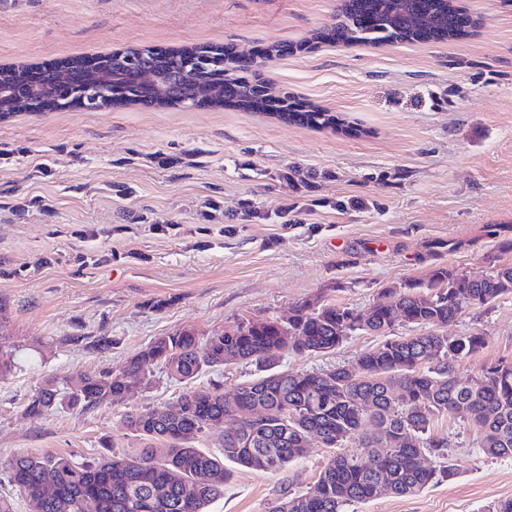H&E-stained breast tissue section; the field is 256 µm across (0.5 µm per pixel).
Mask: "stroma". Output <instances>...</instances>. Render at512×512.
<instances>
[{
	"label": "stroma",
	"mask_w": 512,
	"mask_h": 512,
	"mask_svg": "<svg viewBox=\"0 0 512 512\" xmlns=\"http://www.w3.org/2000/svg\"><path fill=\"white\" fill-rule=\"evenodd\" d=\"M471 21L442 42L336 46L339 0H15L0 7V66L43 68L92 54L233 44L293 54L264 70L276 89L335 115L337 127L221 108L118 106L17 112L0 119V463L17 453L85 462L140 441L125 417L174 399L148 388L89 413L25 415L48 377L120 369L155 338L206 336L241 318L288 316L323 298L368 310L382 289L434 266L471 275L512 262L486 234L512 225V0H454ZM315 173L295 190L291 167ZM303 221L283 226L281 204ZM171 225L169 234L154 225ZM458 242L448 251V241ZM489 344L461 378L512 359V295L468 309L449 334ZM99 336L109 349L95 348ZM375 336L282 369L355 366ZM434 431L457 444L458 476L413 497L388 494L347 512H487L512 498V459L473 448L457 419ZM332 449L312 442L286 471H236L209 512H270L284 489L312 485Z\"/></svg>",
	"instance_id": "1"
}]
</instances>
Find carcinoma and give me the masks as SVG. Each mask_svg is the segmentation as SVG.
<instances>
[{"label": "carcinoma", "mask_w": 512, "mask_h": 512, "mask_svg": "<svg viewBox=\"0 0 512 512\" xmlns=\"http://www.w3.org/2000/svg\"><path fill=\"white\" fill-rule=\"evenodd\" d=\"M459 36L450 0H342L336 27L316 38L336 45L376 46ZM254 57L234 45L176 52L138 49L79 61L67 70L32 80L24 67H0V83L18 94L37 84L64 88L87 84L95 74L154 72L165 83L153 89L122 80L112 83V104L196 106L232 103L243 112H275L314 126L336 124L327 112L294 108L291 96L270 81L225 73L248 72ZM30 112L60 110L71 102L30 99ZM490 271L471 275L436 266L423 280L389 286L367 312L321 299L304 301L293 315L243 318L210 336L180 329L148 343L117 370L76 371L50 377L28 399L25 412L39 417L58 408L89 412L153 383L159 372L184 386L176 399L127 416L143 446L90 462L65 455L20 454L5 466L9 483L38 500L40 512H209L224 497L234 468L273 473L302 458L309 437L336 453L312 486L284 492L271 512H346L386 493L419 494L451 478L455 444L434 433V422L453 416L466 422L476 447L488 458H512V360L483 367L468 380L456 366L488 344L483 332L448 334V325L470 308L492 306L512 294V263L489 259ZM426 329L398 336L399 325ZM356 333L383 337L357 358L356 370H282L288 355H324ZM252 364L257 374L224 395L215 385L193 388L206 372L228 364ZM219 454L198 447L211 428L233 416ZM426 456L439 466L423 463Z\"/></svg>", "instance_id": "1"}]
</instances>
